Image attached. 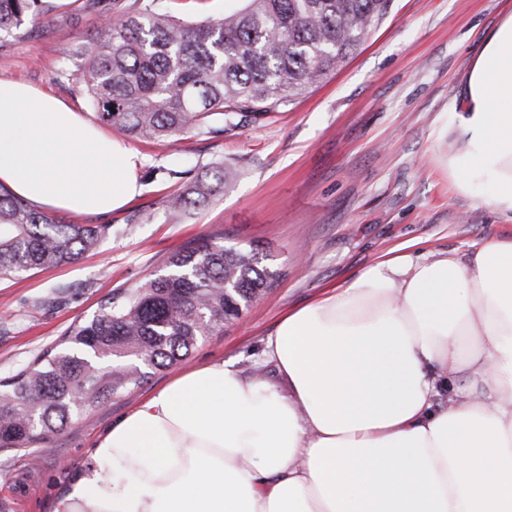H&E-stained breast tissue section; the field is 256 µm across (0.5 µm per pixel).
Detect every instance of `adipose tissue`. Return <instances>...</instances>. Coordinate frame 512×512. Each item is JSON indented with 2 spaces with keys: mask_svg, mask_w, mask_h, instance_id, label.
<instances>
[{
  "mask_svg": "<svg viewBox=\"0 0 512 512\" xmlns=\"http://www.w3.org/2000/svg\"><path fill=\"white\" fill-rule=\"evenodd\" d=\"M447 116L457 192L512 220V13ZM143 162L54 94L0 80V184L36 209L111 214ZM264 355L282 384L221 360L160 388L56 512H512V240L378 259L289 312Z\"/></svg>",
  "mask_w": 512,
  "mask_h": 512,
  "instance_id": "adipose-tissue-1",
  "label": "adipose tissue"
}]
</instances>
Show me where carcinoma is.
Listing matches in <instances>:
<instances>
[{"instance_id": "obj_1", "label": "carcinoma", "mask_w": 512, "mask_h": 512, "mask_svg": "<svg viewBox=\"0 0 512 512\" xmlns=\"http://www.w3.org/2000/svg\"><path fill=\"white\" fill-rule=\"evenodd\" d=\"M162 0H83L114 20L63 52L100 121L135 140L206 136L288 108L336 73L391 0H244L235 12L188 24ZM50 0H0V33L23 38L54 11ZM224 163L165 196L170 217L224 191ZM112 235L110 224H73L0 189V278L77 261ZM258 253L201 238L166 271L112 293L101 312L72 322L60 343L0 380V449L29 448L78 413L122 397L150 370L187 357L199 339L238 318L273 284Z\"/></svg>"}]
</instances>
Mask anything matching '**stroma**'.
Returning a JSON list of instances; mask_svg holds the SVG:
<instances>
[{"label":"stroma","instance_id":"stroma-1","mask_svg":"<svg viewBox=\"0 0 512 512\" xmlns=\"http://www.w3.org/2000/svg\"><path fill=\"white\" fill-rule=\"evenodd\" d=\"M31 37L0 35V80H22L96 119L62 52L101 23L76 0H53ZM512 0H392L384 20L344 66L283 111L216 137L130 141L145 163L143 191L104 216L115 235L77 262L0 279V379L55 345L75 319L96 314L116 288L163 273L169 256L210 237L256 248L274 288L183 360L140 387L81 413L48 443L0 450V512H54L66 484L88 469L98 437L175 376L214 360L278 378L262 349L289 310L342 287L389 251H454L511 238L512 222L459 195L439 165L436 131L482 36ZM223 163L231 189L182 220L165 218L164 196L181 183L164 169L201 173Z\"/></svg>","mask_w":512,"mask_h":512}]
</instances>
